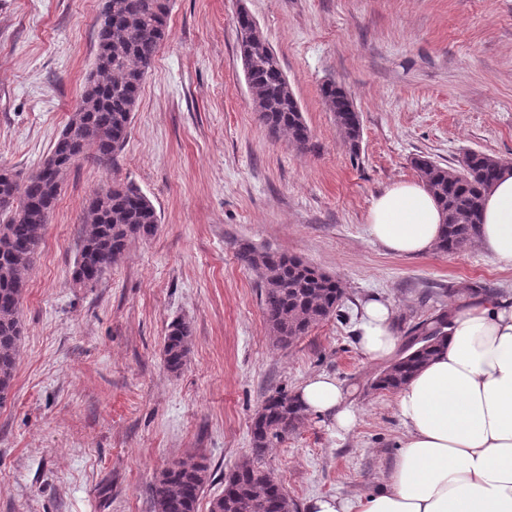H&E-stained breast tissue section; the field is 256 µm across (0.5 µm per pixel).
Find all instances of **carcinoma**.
I'll list each match as a JSON object with an SVG mask.
<instances>
[{
	"label": "carcinoma",
	"instance_id": "1",
	"mask_svg": "<svg viewBox=\"0 0 512 512\" xmlns=\"http://www.w3.org/2000/svg\"><path fill=\"white\" fill-rule=\"evenodd\" d=\"M107 18L96 21L98 51L75 112L50 152L48 173L38 169L24 179L0 168V197L11 205L0 209V404L10 393L23 337L20 305L26 276L33 265L66 172L80 161L116 164L130 135L133 112L153 60L168 38L171 0H105ZM239 50L254 110L274 135L288 138L299 151L316 149L301 106L280 61L254 21H238ZM326 109L359 154L361 123L347 91L334 82L320 88ZM424 186L444 215L436 249L455 254L474 244L481 223V201L506 164L482 152L464 155L459 167H443L428 156L412 160ZM159 216L142 190L132 182H112V195H94L84 213V234L72 271L73 284L93 288L125 254L134 239L155 235ZM240 259L260 278L261 309L276 344L292 345L309 329L336 312L344 291L335 277L318 275L308 263L269 249L245 247ZM448 314L414 328L417 347L387 366L374 380L376 390L395 392L434 354L445 339ZM191 328L171 323L163 354L177 372L189 355ZM302 417L292 395L268 397L251 427L255 454L270 440L292 429ZM208 476L202 456L178 460L165 468L152 488L154 512H198ZM208 512H297L272 475L253 462L236 466L224 477V492L209 502Z\"/></svg>",
	"mask_w": 512,
	"mask_h": 512
}]
</instances>
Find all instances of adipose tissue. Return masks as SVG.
I'll return each instance as SVG.
<instances>
[{
    "mask_svg": "<svg viewBox=\"0 0 512 512\" xmlns=\"http://www.w3.org/2000/svg\"><path fill=\"white\" fill-rule=\"evenodd\" d=\"M443 215L423 183L399 181L374 197L367 232L389 253L432 252ZM478 240L500 268H512V169L486 192ZM355 343L372 360L394 358L400 339L391 305L363 302ZM350 391L321 373L295 398L303 412L353 431ZM405 433L386 475L353 499L318 496L307 512H512V293L454 304L447 338L398 391Z\"/></svg>",
    "mask_w": 512,
    "mask_h": 512,
    "instance_id": "ef3b65f1",
    "label": "adipose tissue"
}]
</instances>
